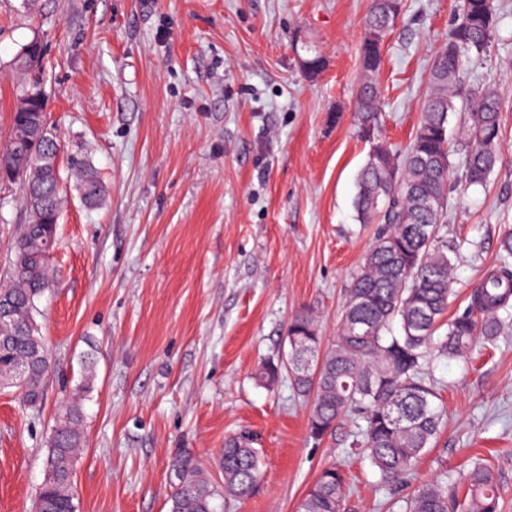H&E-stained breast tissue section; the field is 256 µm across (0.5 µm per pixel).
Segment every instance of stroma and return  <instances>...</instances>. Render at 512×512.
Wrapping results in <instances>:
<instances>
[{
  "label": "stroma",
  "mask_w": 512,
  "mask_h": 512,
  "mask_svg": "<svg viewBox=\"0 0 512 512\" xmlns=\"http://www.w3.org/2000/svg\"><path fill=\"white\" fill-rule=\"evenodd\" d=\"M486 53L463 89L502 94L501 160L486 187L453 188L443 232L456 241L448 311L462 312L512 225V0H496ZM370 0H0V146L11 130V60L45 48L49 127L60 145L66 199L35 321L51 355L39 410L0 389V512H31L45 478L46 441L85 366V446L75 466L78 512H168L172 460L188 453L220 482L224 439L261 438L252 498L224 512H297L318 473L339 464L345 512H388L410 487L379 484L345 417L322 440L288 379L253 375L288 352L287 326L313 314L323 344L374 240L353 208L369 144L358 127L362 22ZM457 0H402L383 46L376 139H412L435 51ZM319 51L306 76L300 59ZM107 186L80 199L73 159ZM21 183L0 184V276L26 221ZM447 409L419 479L471 457L495 466L512 512V325L496 346L433 363Z\"/></svg>",
  "instance_id": "obj_1"
}]
</instances>
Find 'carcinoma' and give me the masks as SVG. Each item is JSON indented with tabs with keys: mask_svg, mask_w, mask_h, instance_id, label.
<instances>
[{
	"mask_svg": "<svg viewBox=\"0 0 512 512\" xmlns=\"http://www.w3.org/2000/svg\"><path fill=\"white\" fill-rule=\"evenodd\" d=\"M401 0H372L363 23L360 46L362 82L357 120L370 137L380 100L378 76L382 46ZM497 24L494 0H460L458 22L429 71L431 92L407 148L396 153L370 141L357 178L354 209L362 224L383 221L363 263L346 290L336 339L320 350L321 336L312 315L296 313L288 323V362L268 361L256 378L274 385L287 372L296 394L310 403V437L321 440L338 420H356L355 446L362 449L379 482L397 486L415 479L417 465L434 447L446 416L438 403L427 368L436 359H460L478 339L495 343L512 320V231L500 243L496 264L487 272L463 312L448 321L451 276L457 244L441 234L448 220L453 182L484 187L500 158L501 100L493 86L461 93L463 59L480 56ZM11 132L0 149V167L20 173L27 222L13 247L9 279L0 293L10 300L16 324L0 353V382L22 390L36 405L43 396L50 363L36 366L23 379L13 366L28 357L39 339L33 314L51 285L50 252L56 245L61 204L57 141L28 144L45 121L44 83L24 76L16 94ZM464 108L453 142L451 117ZM461 153L460 173L452 157ZM76 189L90 207L98 205L106 186L89 163L75 167ZM444 333H439V330ZM83 409L73 398L63 404L47 442L45 480L37 501L41 512H77L72 461L84 444ZM258 436L240 431L224 439L219 468L222 483L203 476L195 458L179 454L172 467L178 483L169 512H224L230 501L244 502L255 491L261 472ZM346 477L337 466L323 469L301 500L298 512H343ZM404 512H501L494 465L477 459L458 479L444 472L418 483Z\"/></svg>",
	"mask_w": 512,
	"mask_h": 512,
	"instance_id": "cac0c4a2",
	"label": "carcinoma"
}]
</instances>
